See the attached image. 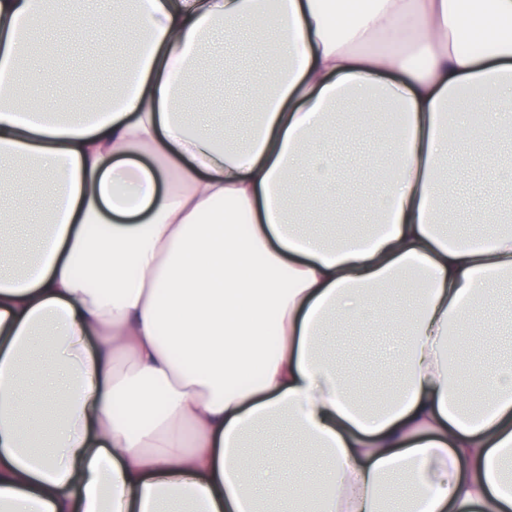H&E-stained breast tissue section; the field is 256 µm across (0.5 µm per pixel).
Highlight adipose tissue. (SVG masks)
I'll list each match as a JSON object with an SVG mask.
<instances>
[{"label": "adipose tissue", "mask_w": 512, "mask_h": 512, "mask_svg": "<svg viewBox=\"0 0 512 512\" xmlns=\"http://www.w3.org/2000/svg\"><path fill=\"white\" fill-rule=\"evenodd\" d=\"M124 22L106 94L32 105V34ZM246 27L282 63L238 133L183 99ZM364 127L390 161L325 210L304 191L336 184L323 146ZM505 130L512 0H0V512H512V361L476 359L512 228L489 197L469 235L444 221L449 168ZM361 320L403 338L365 397L325 344ZM273 425L295 446L272 454Z\"/></svg>", "instance_id": "ef3b65f1"}]
</instances>
